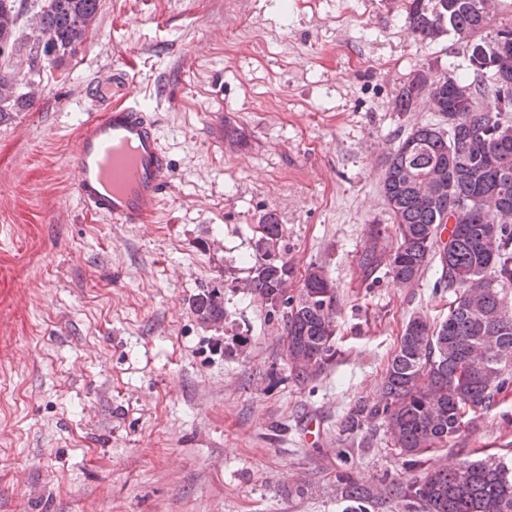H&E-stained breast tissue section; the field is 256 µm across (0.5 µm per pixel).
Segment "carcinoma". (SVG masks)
I'll use <instances>...</instances> for the list:
<instances>
[{
	"instance_id": "carcinoma-1",
	"label": "carcinoma",
	"mask_w": 512,
	"mask_h": 512,
	"mask_svg": "<svg viewBox=\"0 0 512 512\" xmlns=\"http://www.w3.org/2000/svg\"><path fill=\"white\" fill-rule=\"evenodd\" d=\"M24 0H0V51L20 47L16 35ZM98 0H43L30 19L32 60L52 55L54 67L76 50L97 13ZM493 0H410L405 23L422 42L444 35H477L490 22ZM434 77L428 107L442 116L448 107L460 114L450 134L434 125H420L403 138L385 163L381 187L392 227L372 224L358 259L366 283L384 269L407 286L419 279L433 258L439 259L435 287L455 291L448 318L441 323L416 316L408 321L388 365L380 397L359 402L347 414L349 433L374 423L386 428L399 455L417 464L419 457L460 435L465 417L477 408L492 407L512 386V313L505 309L499 287L512 281V203L484 213L466 212L448 224L445 207L426 203L429 193L443 202L448 196L467 200L493 194L501 186L512 191V140L486 144L476 133L489 127L484 106L495 102L497 87L487 89L465 76ZM423 85L409 80L396 105L409 111ZM30 93L18 91L14 75L0 73V121L33 104ZM455 153L448 152V139ZM258 249L249 288L271 308L284 305L288 366L294 379L305 382L321 372L337 354L333 309L336 289L323 272L308 271L300 296L288 282L292 267L269 253L280 236L276 214L266 213L258 225ZM447 240H442L443 234ZM395 238V245L387 243ZM199 319L224 324V297L206 290L193 302ZM345 512H369L370 494L347 476L340 477ZM397 494L423 512H512V463L478 461L455 469L429 471Z\"/></svg>"
}]
</instances>
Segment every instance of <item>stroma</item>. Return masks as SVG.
Wrapping results in <instances>:
<instances>
[{
	"label": "stroma",
	"instance_id": "1",
	"mask_svg": "<svg viewBox=\"0 0 512 512\" xmlns=\"http://www.w3.org/2000/svg\"><path fill=\"white\" fill-rule=\"evenodd\" d=\"M408 0H98L53 75L28 47L31 108L0 123V512H344L339 475L372 512H418L390 493L439 467L512 459V390L448 445L405 462L385 429L342 430L375 401L409 318H447L438 262L403 288L358 281L389 215L387 156L413 128L447 126L396 96L414 71L471 75L464 43L415 40ZM124 70L148 99L170 169L155 224L86 212L70 161L96 113L88 85ZM243 140L225 150L224 126ZM301 290L336 287L335 359L300 383L281 313L251 293L266 213ZM224 296L222 328L191 301ZM320 431L306 437L307 420Z\"/></svg>",
	"mask_w": 512,
	"mask_h": 512
}]
</instances>
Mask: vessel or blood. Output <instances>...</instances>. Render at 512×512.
I'll return each instance as SVG.
<instances>
[{
	"label": "vessel or blood",
	"instance_id": "vessel-or-blood-1",
	"mask_svg": "<svg viewBox=\"0 0 512 512\" xmlns=\"http://www.w3.org/2000/svg\"><path fill=\"white\" fill-rule=\"evenodd\" d=\"M124 71L110 70L87 93L98 112L80 127L72 158L73 190L89 212L116 224H150L166 190L170 159L159 124Z\"/></svg>",
	"mask_w": 512,
	"mask_h": 512
}]
</instances>
